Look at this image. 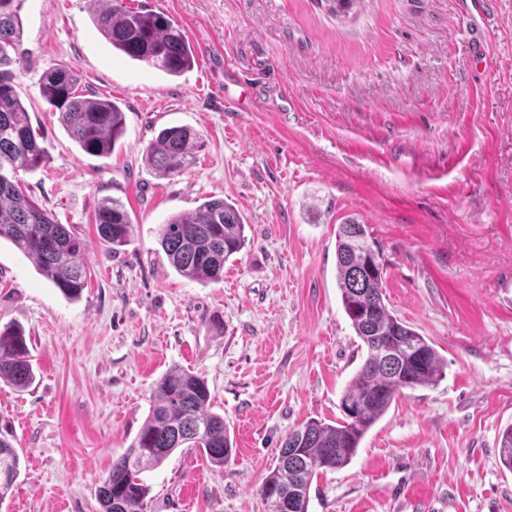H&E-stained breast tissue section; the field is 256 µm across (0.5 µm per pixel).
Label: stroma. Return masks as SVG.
Segmentation results:
<instances>
[{
  "label": "stroma",
  "mask_w": 512,
  "mask_h": 512,
  "mask_svg": "<svg viewBox=\"0 0 512 512\" xmlns=\"http://www.w3.org/2000/svg\"><path fill=\"white\" fill-rule=\"evenodd\" d=\"M127 4L179 24L194 67L173 77L113 49L94 0L20 11L15 82L48 160L17 179L82 240L88 280L68 300L0 241V328L24 330L35 370L25 389L0 382V437L20 457L0 512H99L97 486L173 366L205 378L235 450L220 473L193 448L143 472L145 512H266L282 440L341 419L363 360L336 283L347 219L380 250L389 310L444 367L314 477L308 512H512V0H493L480 62L458 0H363L345 19L317 0ZM57 67L123 110L110 156L82 152L41 95ZM171 125L202 148L161 178L144 151ZM108 197L133 224L118 248L94 224ZM209 197L240 212L248 241L201 284L170 267L159 228Z\"/></svg>",
  "instance_id": "obj_1"
}]
</instances>
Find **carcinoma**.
I'll use <instances>...</instances> for the list:
<instances>
[{
    "label": "carcinoma",
    "mask_w": 512,
    "mask_h": 512,
    "mask_svg": "<svg viewBox=\"0 0 512 512\" xmlns=\"http://www.w3.org/2000/svg\"><path fill=\"white\" fill-rule=\"evenodd\" d=\"M326 11L347 18L361 0H318ZM22 0H0V240L12 243L68 299L81 296L87 284L83 242L64 224L26 195L15 180L18 170H36L47 151L34 129L14 84L11 66L21 47ZM95 23L112 48L172 76L194 66L193 46L183 29L166 14L134 10L124 0H103ZM40 92L59 124L90 156L109 154L125 132V116L113 101L80 93L76 75L64 68L47 71ZM200 134L191 127L161 129L145 150L149 166L173 178L195 163ZM99 237L117 248L128 242L132 221L122 201L104 199L95 213ZM239 211L222 198L204 201L194 212L171 217L159 229V243L179 275L207 284L224 277V263L248 240ZM366 226L340 224L336 237L337 284L344 312L365 347L366 356L346 385L340 401L344 418L329 424L311 420L281 443L277 465L260 487L267 512H308L310 487L320 471L348 465L365 435L405 389L436 384L443 362L427 339L391 314L384 302V269L373 258ZM393 343L398 352L389 362L378 350ZM35 374L23 331L0 330V381L27 388ZM178 448H198L211 466L224 470L233 443L224 416L212 411L206 380L178 366L156 383L141 430L96 490L101 512H144L149 487L140 479ZM500 460L512 471V425L500 436ZM19 456L0 439V501L19 475Z\"/></svg>",
    "instance_id": "obj_1"
}]
</instances>
